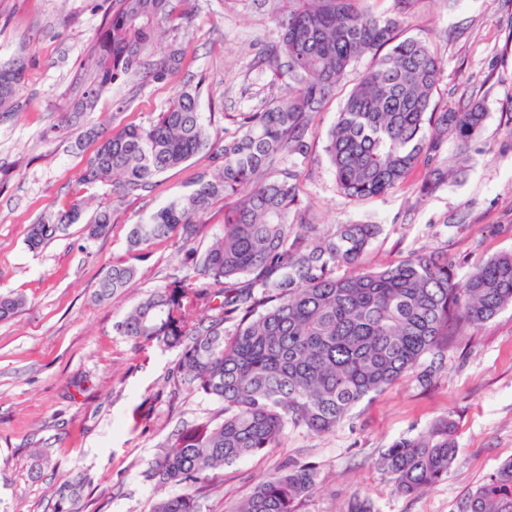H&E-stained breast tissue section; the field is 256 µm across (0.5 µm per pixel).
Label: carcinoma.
Here are the masks:
<instances>
[{
	"mask_svg": "<svg viewBox=\"0 0 512 512\" xmlns=\"http://www.w3.org/2000/svg\"><path fill=\"white\" fill-rule=\"evenodd\" d=\"M366 0H279L272 17L276 38L259 63L288 89L255 112H242L236 131L214 152L215 168L197 174L193 188L131 226L128 246L140 251L177 236L189 247L195 275L172 277L150 291L116 325L132 340L176 348L170 394L197 391L220 403L210 418L186 425L159 445L146 477L162 486L184 484L181 495L159 499L148 512H200L208 473L243 457L278 448L288 428L333 430L365 396L409 373L431 383L438 364L462 329H478L512 306V252L494 256L457 279L448 258L416 255L380 270L338 276L336 268L361 263L379 234L376 224H340L325 234L295 231L299 174L282 167L305 155L316 115L336 94L351 64L372 55L328 133L325 151L340 194L353 202L384 196L417 167L425 168L420 194L448 179L442 147L453 136L467 143L483 126L484 105L472 97L458 108L433 101L440 58L422 41L397 31L415 0H394L378 16ZM176 10L175 0H112L90 48L92 73L83 104L132 73L164 81L178 68L174 45L150 60L157 34ZM24 63L0 65V115L15 111ZM212 148L200 92L180 91L154 120L112 130L81 172L88 189L114 185L112 207L85 222L88 237L107 234L128 191L153 187L165 172ZM224 199V229L205 250L191 244L198 216ZM84 212L76 200L29 225L36 249ZM137 276L133 265L103 269L97 296H118ZM24 303L0 296V320ZM458 453L450 418L399 440L378 465L396 492L413 495L441 482ZM310 468L280 469L229 512H298L313 489ZM82 484L65 478L56 512H79ZM457 512H512V459L476 489Z\"/></svg>",
	"mask_w": 512,
	"mask_h": 512,
	"instance_id": "cac0c4a2",
	"label": "carcinoma"
}]
</instances>
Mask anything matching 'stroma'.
Listing matches in <instances>:
<instances>
[{
  "mask_svg": "<svg viewBox=\"0 0 512 512\" xmlns=\"http://www.w3.org/2000/svg\"><path fill=\"white\" fill-rule=\"evenodd\" d=\"M276 0H186L166 22V39L183 50L180 69L162 82L112 85L90 112L78 109L88 50L110 0H0V64L24 58L25 88L15 112L0 117V294L24 306L0 321V512H55L63 476L83 482L82 512H148L160 497L145 476L158 445L183 424L219 408L197 392L171 398L167 376L178 352L134 342L114 325L173 275L194 273L186 247L160 240L135 253L132 224L190 190L212 168L203 152L162 175L146 191L126 194L111 231L87 238L70 224L30 250L27 229L49 211L85 199L86 213L112 204V188L80 183L95 145L86 128L108 132L158 116L183 88H198L213 142L234 131L233 115L269 104L288 85L258 64L273 40ZM403 36L424 41L444 63L435 100L455 107L477 96L487 117L466 146L448 139L451 170L421 196L424 169L386 196L352 202L336 189L324 151L343 98L370 64L349 69L336 97L315 120L311 151L286 167L299 172L302 221L327 231L339 224H377L381 232L362 259L366 269L418 254H447L458 275L512 251V0H417ZM138 271L125 292L98 301L104 267ZM457 426L458 455L447 477L428 491L402 496L376 461L393 442L427 431L443 417ZM512 457V307L475 336L449 348L431 387L410 374L357 404L336 429L311 434L289 428L282 447L225 465L209 476L201 512H229L267 474L284 467L315 471L299 512H347L353 495L375 512H456L459 499Z\"/></svg>",
  "mask_w": 512,
  "mask_h": 512,
  "instance_id": "obj_1",
  "label": "stroma"
}]
</instances>
